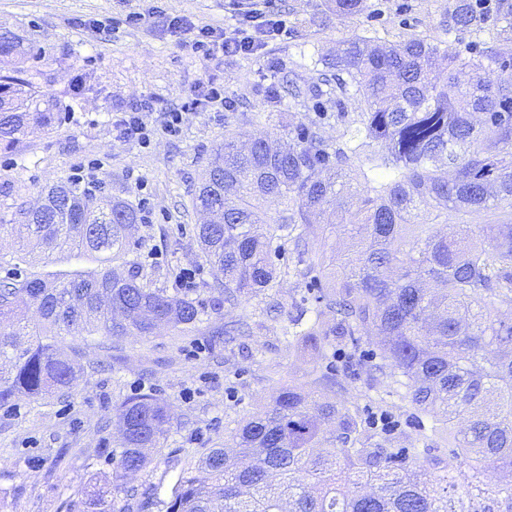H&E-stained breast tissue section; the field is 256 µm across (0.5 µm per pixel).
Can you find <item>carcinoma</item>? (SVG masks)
<instances>
[{
  "label": "carcinoma",
  "mask_w": 512,
  "mask_h": 512,
  "mask_svg": "<svg viewBox=\"0 0 512 512\" xmlns=\"http://www.w3.org/2000/svg\"><path fill=\"white\" fill-rule=\"evenodd\" d=\"M453 28L489 37L462 55L411 37L380 45L341 41L317 61V79L336 82V100L315 118L241 145L224 139L195 192V205L220 217L195 233L220 279L214 305L235 304L274 287L272 256L292 244L297 262L325 281L319 305L288 313L285 334L310 343L379 339L374 359L357 362L373 380L405 388L415 409L448 433L468 468L457 493L448 463L427 466L387 448L361 428L345 403L290 384L244 419L188 471L166 512H512V479L490 489L492 467L512 476V0H455ZM22 51L0 32V61ZM496 66L497 83L482 72ZM354 87L364 111L354 119L341 96ZM346 125L332 144L320 133L329 109ZM45 98L34 74L0 73V141L41 126ZM277 205L275 216L262 203ZM472 213L494 224L448 223ZM30 251L93 255L99 270L69 279L19 276L0 255V408L71 389L69 335H149L161 321L185 328L204 310L187 296L138 282L126 252L137 211L67 180L18 211ZM348 240L331 250L333 237ZM37 306L30 323L20 304ZM170 421L167 407L142 395L119 413L125 477L149 462ZM112 512H136L134 492Z\"/></svg>",
  "instance_id": "1"
}]
</instances>
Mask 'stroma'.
Returning a JSON list of instances; mask_svg holds the SVG:
<instances>
[{"label": "stroma", "mask_w": 512, "mask_h": 512, "mask_svg": "<svg viewBox=\"0 0 512 512\" xmlns=\"http://www.w3.org/2000/svg\"><path fill=\"white\" fill-rule=\"evenodd\" d=\"M454 0H367L359 14L340 17L333 0H275L288 17V32L263 55L195 57L169 26L180 15L199 25L231 27L233 8L250 0H0V30L45 51L41 89L65 107L44 128L10 145L0 144V224L15 223L21 205L41 190L86 171L106 193L137 205L148 197L150 223L137 224L126 255L141 283L175 291L190 287L205 315L196 327L163 328L150 336H68L76 360L71 392L0 410V512H86L90 485L108 487L118 457L121 403L150 395L168 405L170 427L147 468L131 477L151 488L142 512H165L178 480L243 419L269 404L289 384L321 389L327 372L342 374L330 397L347 402L362 427L389 448L411 449L418 461H452L446 434L430 415L415 411L400 389L367 375L345 376L350 357L369 356L372 338L321 348L287 339L282 328L294 308H312L317 288L297 272L291 245L276 261L274 288L214 309L209 293L216 275L201 258L195 237L203 214L192 196L213 148L225 136L287 131L308 121L314 101L271 98L273 88L294 81L310 92L314 63L337 41L356 35L394 43L415 36L466 52L472 34L451 30ZM145 18L127 25L129 13ZM223 80L236 111L184 110L179 136L158 135L150 147L122 141L112 128L120 112L152 101L154 116L183 105L199 80ZM0 254L40 275L70 278L97 269L95 258L19 251L0 236Z\"/></svg>", "instance_id": "stroma-1"}]
</instances>
